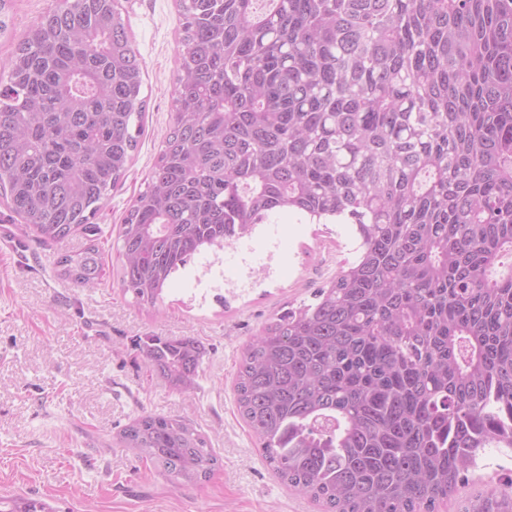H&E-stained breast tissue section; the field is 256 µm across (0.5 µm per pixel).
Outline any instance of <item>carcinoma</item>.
I'll return each instance as SVG.
<instances>
[{"label":"carcinoma","mask_w":512,"mask_h":512,"mask_svg":"<svg viewBox=\"0 0 512 512\" xmlns=\"http://www.w3.org/2000/svg\"><path fill=\"white\" fill-rule=\"evenodd\" d=\"M176 112L119 229L121 289L155 306L204 246L275 211L355 225L357 260L242 352L240 414L289 490L327 512H435L488 451L512 452V0H185ZM0 197L60 274L92 288L90 223L138 146L146 101L116 0H63L10 51ZM150 369L196 385L191 337ZM123 447L172 482L217 465L185 419ZM0 512H54L28 496ZM463 512H512L488 486Z\"/></svg>","instance_id":"obj_1"}]
</instances>
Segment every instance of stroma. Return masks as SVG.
Listing matches in <instances>:
<instances>
[{"mask_svg":"<svg viewBox=\"0 0 512 512\" xmlns=\"http://www.w3.org/2000/svg\"><path fill=\"white\" fill-rule=\"evenodd\" d=\"M58 0H9L0 62ZM143 72L144 131L132 163L97 213L104 275L86 288L58 273L60 253L85 234L46 244L0 199V496L48 500L57 512H324L287 490L242 419L234 381L244 346L358 256L354 225L296 213L224 247L202 249L173 274L157 309L120 287L119 227L146 190L169 133L179 40V0H118ZM148 336H189L206 349L197 385L184 394L151 372ZM142 414L186 417L218 456L209 479L173 486L122 449L120 431ZM438 512H461L485 484L512 489V453L489 452Z\"/></svg>","mask_w":512,"mask_h":512,"instance_id":"stroma-1","label":"stroma"}]
</instances>
